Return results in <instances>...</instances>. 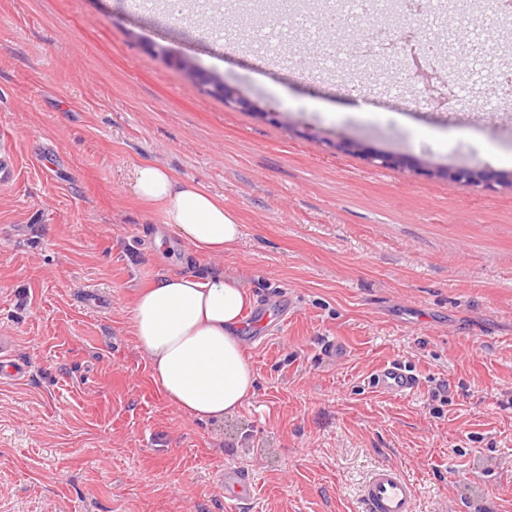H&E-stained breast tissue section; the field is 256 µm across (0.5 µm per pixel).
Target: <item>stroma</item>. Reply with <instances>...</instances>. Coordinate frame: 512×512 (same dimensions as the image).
Instances as JSON below:
<instances>
[{"instance_id": "obj_1", "label": "stroma", "mask_w": 512, "mask_h": 512, "mask_svg": "<svg viewBox=\"0 0 512 512\" xmlns=\"http://www.w3.org/2000/svg\"><path fill=\"white\" fill-rule=\"evenodd\" d=\"M136 0H0V337L31 365L0 381V512H361L376 465L419 512H512V185L376 167L351 138L435 167L512 175V130L464 110L349 93L292 54L190 42ZM258 102L225 106L176 60ZM164 165L232 210L242 238L189 258L132 192ZM222 269L278 310L244 328L255 395L223 423L179 412L129 329L136 293ZM341 347L326 352L327 342ZM399 363L393 396L373 374ZM250 502H224L225 467ZM373 387L381 392L400 396L414 387L415 379L400 364H390L378 370L373 376Z\"/></svg>"}]
</instances>
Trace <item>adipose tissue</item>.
<instances>
[{"mask_svg":"<svg viewBox=\"0 0 512 512\" xmlns=\"http://www.w3.org/2000/svg\"><path fill=\"white\" fill-rule=\"evenodd\" d=\"M132 191L189 255H221L240 241L231 210L163 165L136 167ZM250 300L245 283L221 270L162 276L136 296L131 333L149 360L154 384L178 410L220 422L253 397L256 380L239 335Z\"/></svg>","mask_w":512,"mask_h":512,"instance_id":"1","label":"adipose tissue"}]
</instances>
